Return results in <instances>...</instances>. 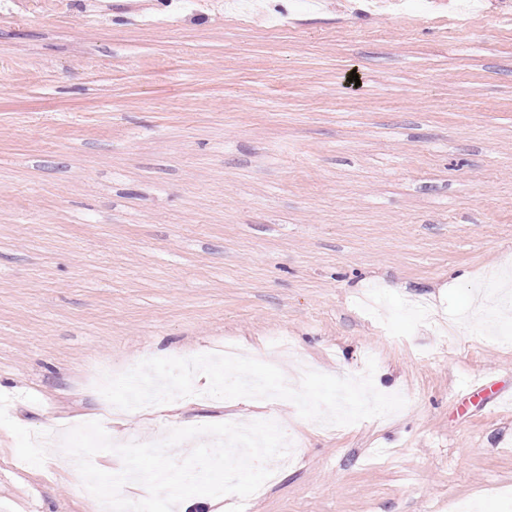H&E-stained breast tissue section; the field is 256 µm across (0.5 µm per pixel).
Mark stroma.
Wrapping results in <instances>:
<instances>
[{
  "instance_id": "obj_1",
  "label": "stroma",
  "mask_w": 512,
  "mask_h": 512,
  "mask_svg": "<svg viewBox=\"0 0 512 512\" xmlns=\"http://www.w3.org/2000/svg\"><path fill=\"white\" fill-rule=\"evenodd\" d=\"M510 272L503 0H0V512H91L29 446L89 420L293 432L294 462L223 512H512ZM227 345L287 376L375 359L406 405L104 416L96 366ZM480 378L507 399L465 398Z\"/></svg>"
}]
</instances>
